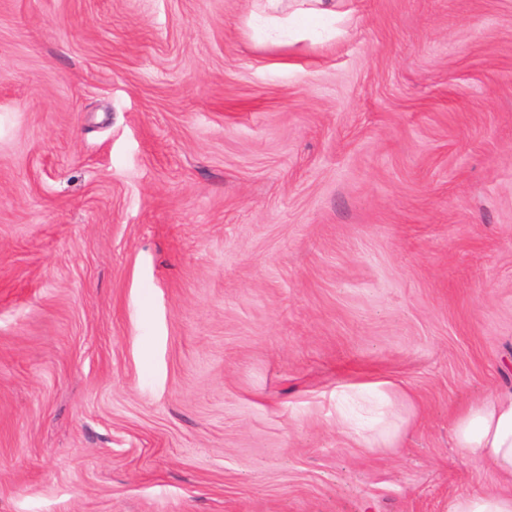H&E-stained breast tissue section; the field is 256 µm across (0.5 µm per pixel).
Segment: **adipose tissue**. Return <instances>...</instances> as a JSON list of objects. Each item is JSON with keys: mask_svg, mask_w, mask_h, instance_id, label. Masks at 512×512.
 I'll return each mask as SVG.
<instances>
[{"mask_svg": "<svg viewBox=\"0 0 512 512\" xmlns=\"http://www.w3.org/2000/svg\"><path fill=\"white\" fill-rule=\"evenodd\" d=\"M336 21V0H302L286 12L284 0H266L261 28L287 43L291 32H315ZM454 446L465 459L491 471L494 487L456 499L450 512H512V392L471 403L452 420Z\"/></svg>", "mask_w": 512, "mask_h": 512, "instance_id": "obj_1", "label": "adipose tissue"}]
</instances>
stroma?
Returning a JSON list of instances; mask_svg holds the SVG:
<instances>
[{
  "instance_id": "1",
  "label": "stroma",
  "mask_w": 512,
  "mask_h": 512,
  "mask_svg": "<svg viewBox=\"0 0 512 512\" xmlns=\"http://www.w3.org/2000/svg\"><path fill=\"white\" fill-rule=\"evenodd\" d=\"M0 0V512H449L512 390V0ZM378 383L406 426L341 410ZM266 11L259 27L270 31L279 43L287 44L292 31L314 33L317 28L336 23V0H303V7L289 16L284 13V0H265ZM302 22V24H300Z\"/></svg>"
}]
</instances>
